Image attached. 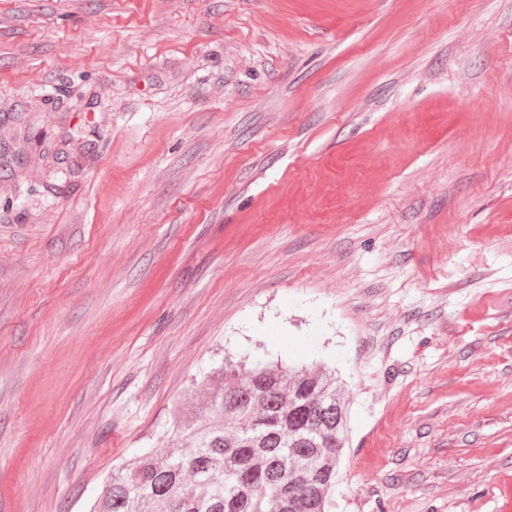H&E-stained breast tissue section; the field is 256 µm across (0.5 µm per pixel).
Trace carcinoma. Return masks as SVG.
<instances>
[{
    "instance_id": "cac0c4a2",
    "label": "carcinoma",
    "mask_w": 512,
    "mask_h": 512,
    "mask_svg": "<svg viewBox=\"0 0 512 512\" xmlns=\"http://www.w3.org/2000/svg\"><path fill=\"white\" fill-rule=\"evenodd\" d=\"M167 448L112 471L90 512H328L347 403L324 369L224 364Z\"/></svg>"
}]
</instances>
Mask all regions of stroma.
<instances>
[{
    "label": "stroma",
    "instance_id": "35a3bbf8",
    "mask_svg": "<svg viewBox=\"0 0 512 512\" xmlns=\"http://www.w3.org/2000/svg\"><path fill=\"white\" fill-rule=\"evenodd\" d=\"M248 355L344 383L330 512H512V0H0V512Z\"/></svg>",
    "mask_w": 512,
    "mask_h": 512
}]
</instances>
